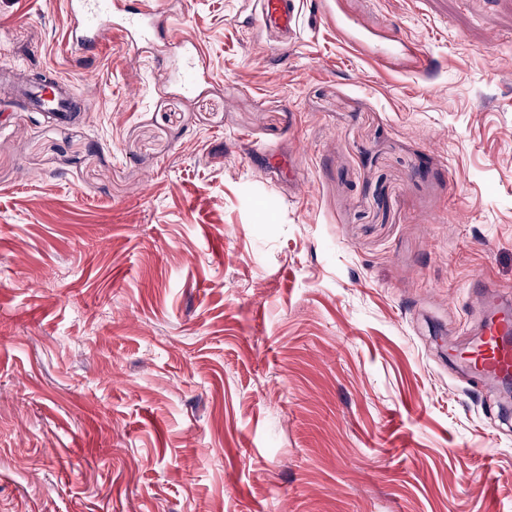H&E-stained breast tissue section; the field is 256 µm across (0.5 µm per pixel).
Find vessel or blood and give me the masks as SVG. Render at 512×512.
<instances>
[{
	"mask_svg": "<svg viewBox=\"0 0 512 512\" xmlns=\"http://www.w3.org/2000/svg\"><path fill=\"white\" fill-rule=\"evenodd\" d=\"M297 0H258L262 25L288 37L293 35ZM72 17L69 32L71 48L82 53L96 52L113 30L124 32L134 49L146 54L151 50L152 34L166 33L168 24L163 12L155 9L151 0H138L137 7L126 9L123 17H115L112 0H67ZM337 31L344 34L352 50L359 54L369 51L364 34L346 17L332 19ZM188 61L183 73L185 85L204 79L207 70L193 45H186ZM71 85L61 75L52 81L38 82L26 92L29 102L39 111L62 114L73 109ZM485 315L475 338L461 358L477 378L499 382L512 378V304L504 302L497 285L483 283Z\"/></svg>",
	"mask_w": 512,
	"mask_h": 512,
	"instance_id": "vessel-or-blood-1",
	"label": "vessel or blood"
}]
</instances>
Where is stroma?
I'll return each mask as SVG.
<instances>
[{"mask_svg": "<svg viewBox=\"0 0 512 512\" xmlns=\"http://www.w3.org/2000/svg\"><path fill=\"white\" fill-rule=\"evenodd\" d=\"M340 6L389 65L318 0H160L183 92L0 0V512H512V401L448 360L512 294V0ZM296 2L297 0H258L262 25L288 39V36L294 34ZM322 4L323 14L336 26V31L346 36V39L352 50L358 54H366L369 52V43L364 34L356 28L354 23L346 17L336 12V17L332 15L330 9L326 8L327 1H320ZM184 46L188 61L183 73V81L186 86H191L201 79H205L207 75L206 67L200 59V54L194 46L186 40H179ZM71 85L63 75L55 74L51 82H37L27 91L29 102L41 112L62 114L72 112Z\"/></svg>", "mask_w": 512, "mask_h": 512, "instance_id": "stroma-1", "label": "stroma"}]
</instances>
